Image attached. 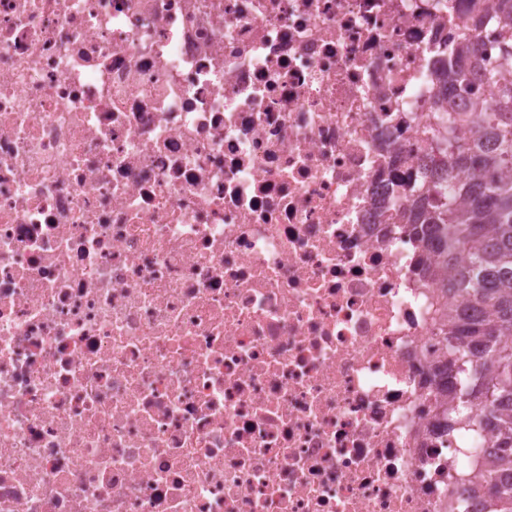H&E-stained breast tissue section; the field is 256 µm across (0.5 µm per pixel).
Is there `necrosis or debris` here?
I'll return each instance as SVG.
<instances>
[{"label": "necrosis or debris", "instance_id": "obj_1", "mask_svg": "<svg viewBox=\"0 0 512 512\" xmlns=\"http://www.w3.org/2000/svg\"><path fill=\"white\" fill-rule=\"evenodd\" d=\"M473 0H0V512H491L403 218Z\"/></svg>", "mask_w": 512, "mask_h": 512}]
</instances>
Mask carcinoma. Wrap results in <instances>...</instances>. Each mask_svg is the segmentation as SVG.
Returning a JSON list of instances; mask_svg holds the SVG:
<instances>
[{"label": "carcinoma", "mask_w": 512, "mask_h": 512, "mask_svg": "<svg viewBox=\"0 0 512 512\" xmlns=\"http://www.w3.org/2000/svg\"><path fill=\"white\" fill-rule=\"evenodd\" d=\"M493 8L501 61L484 80L494 99L474 112H441L423 130L430 161L457 181L459 197L421 202L408 220L412 235L435 243L423 275L461 301L437 310L456 395L476 410L454 428H491L494 462L482 487L496 512H512V0ZM464 126L476 146L458 138Z\"/></svg>", "instance_id": "1"}]
</instances>
